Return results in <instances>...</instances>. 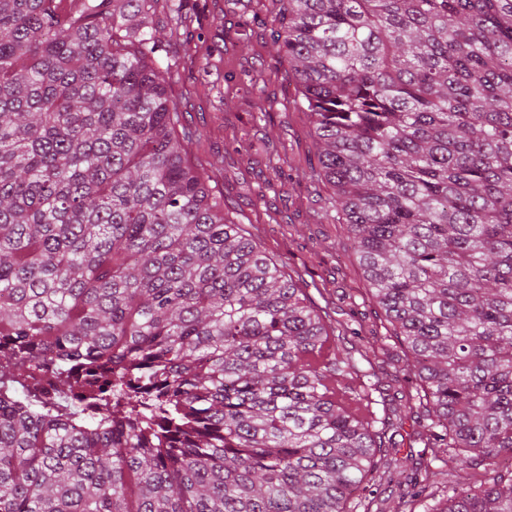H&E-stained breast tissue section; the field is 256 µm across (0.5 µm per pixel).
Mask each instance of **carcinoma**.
Listing matches in <instances>:
<instances>
[{
    "label": "carcinoma",
    "mask_w": 512,
    "mask_h": 512,
    "mask_svg": "<svg viewBox=\"0 0 512 512\" xmlns=\"http://www.w3.org/2000/svg\"><path fill=\"white\" fill-rule=\"evenodd\" d=\"M157 2L0 0V512H512V0L267 18L372 337L224 215Z\"/></svg>",
    "instance_id": "obj_1"
}]
</instances>
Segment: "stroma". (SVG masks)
<instances>
[{
    "mask_svg": "<svg viewBox=\"0 0 512 512\" xmlns=\"http://www.w3.org/2000/svg\"><path fill=\"white\" fill-rule=\"evenodd\" d=\"M272 7V0H185L190 29L159 28L173 62L169 93L195 133L193 154L224 162L217 181L225 215L253 225L263 249L302 273L308 294L326 289L334 317L367 315L371 304L354 298L365 281L345 246L346 228L328 214L332 191L307 178L314 154L288 66L260 26ZM260 100L262 115L254 109ZM273 164L282 177L271 187Z\"/></svg>",
    "mask_w": 512,
    "mask_h": 512,
    "instance_id": "stroma-1",
    "label": "stroma"
}]
</instances>
